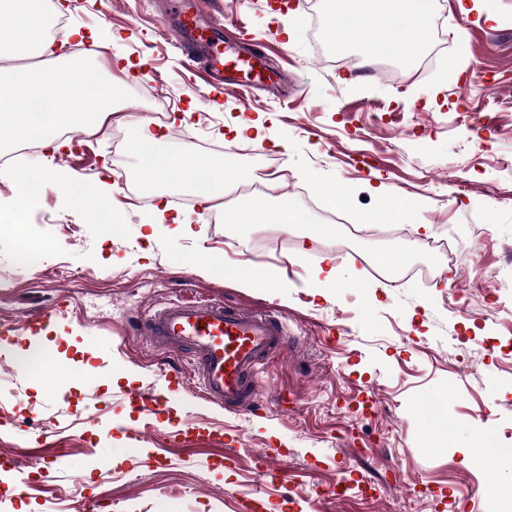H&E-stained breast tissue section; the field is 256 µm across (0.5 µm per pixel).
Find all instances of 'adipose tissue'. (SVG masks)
Segmentation results:
<instances>
[{
	"label": "adipose tissue",
	"instance_id": "ef3b65f1",
	"mask_svg": "<svg viewBox=\"0 0 512 512\" xmlns=\"http://www.w3.org/2000/svg\"><path fill=\"white\" fill-rule=\"evenodd\" d=\"M420 10V0H347L341 13L364 23L400 19L408 22ZM0 16L24 18L23 26L12 28L10 34L0 33V140H33L42 147L59 149L57 121L79 101L89 104V119L112 113L116 91L112 84L93 71L72 64L64 69L21 68L12 63L20 50L28 49L43 55L51 48L46 35L52 19L43 0H0ZM152 146L148 168L163 178L180 172L183 180L195 182L199 175L209 181L207 199L227 195L232 183L223 168L212 162L187 163L182 156L158 150L157 135L144 134Z\"/></svg>",
	"mask_w": 512,
	"mask_h": 512
}]
</instances>
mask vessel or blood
Returning a JSON list of instances; mask_svg holds the SVG:
<instances>
[{
	"label": "vessel or blood",
	"mask_w": 512,
	"mask_h": 512,
	"mask_svg": "<svg viewBox=\"0 0 512 512\" xmlns=\"http://www.w3.org/2000/svg\"><path fill=\"white\" fill-rule=\"evenodd\" d=\"M170 13L165 30L206 85L238 93L264 81L268 56L229 45L224 19L204 0H170ZM138 330L156 348L189 354L200 397L235 411L250 405L253 377L288 345L283 317L209 299L166 302Z\"/></svg>",
	"instance_id": "b4317fda"
}]
</instances>
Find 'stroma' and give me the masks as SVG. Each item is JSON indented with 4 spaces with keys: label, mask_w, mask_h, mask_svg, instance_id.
Segmentation results:
<instances>
[{
    "label": "stroma",
    "mask_w": 512,
    "mask_h": 512,
    "mask_svg": "<svg viewBox=\"0 0 512 512\" xmlns=\"http://www.w3.org/2000/svg\"><path fill=\"white\" fill-rule=\"evenodd\" d=\"M209 2L275 54L278 94L211 101L168 39L157 0H50L82 34L55 44L54 59L85 63L125 95L97 127L73 108L71 134L90 147L88 164L61 151L27 154L56 180L24 213L0 166V320L53 312L36 368L19 363L28 337L8 336L0 350V460L20 446L30 459L0 470V512H71L86 496L98 512H242L257 493L267 512H512V457L477 458L484 433L512 444V169L501 165L512 156V0H425L401 84L346 58L384 24L335 29L328 0L310 9L303 0ZM142 61L157 76L146 91L173 105L160 150L220 165L232 128L262 118L261 151L234 157L240 188L226 202L239 214L277 208L312 184L323 197L351 185L356 225L386 195L406 199L407 213L392 234L363 233L343 251L332 246L339 226L303 200L302 223L243 220L227 231L210 203L189 205L195 192L179 176L143 170L133 122L148 108L122 70ZM477 114L486 119L479 135L468 128ZM268 160L267 192L245 193ZM374 171L384 193L369 184ZM122 178L140 193L118 191ZM66 180L109 189L101 201L77 197ZM102 202L122 219L120 237L104 233ZM162 203L190 216L191 236L161 225L152 242L141 238ZM442 238L453 254L433 249ZM260 240L265 248L247 251ZM380 253L408 254L433 278L377 277L370 259ZM327 256L338 277L319 292ZM61 264L70 277L56 276ZM195 297L286 318L288 347L264 365L248 410L176 387L188 358L135 330L156 303ZM157 395L166 410L142 411ZM431 395L447 398V422L422 411ZM265 448L281 455L263 471ZM42 456L60 459L46 476L33 463ZM343 478L357 487L333 497Z\"/></svg>",
    "instance_id": "stroma-1"
}]
</instances>
